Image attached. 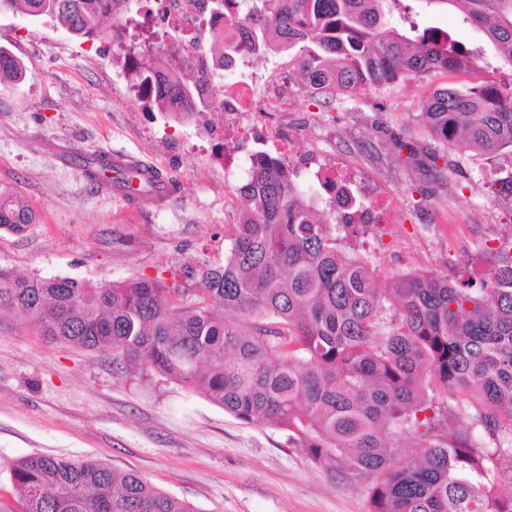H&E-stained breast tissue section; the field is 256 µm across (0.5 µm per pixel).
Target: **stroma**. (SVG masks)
Here are the masks:
<instances>
[{
	"instance_id": "obj_1",
	"label": "stroma",
	"mask_w": 512,
	"mask_h": 512,
	"mask_svg": "<svg viewBox=\"0 0 512 512\" xmlns=\"http://www.w3.org/2000/svg\"><path fill=\"white\" fill-rule=\"evenodd\" d=\"M420 26L482 45L485 68L436 70L380 88L324 98L306 91L299 49H270L255 68L287 62L303 95L310 132L298 148L352 163L399 208L395 224L371 230L368 260L379 282L408 270L455 277L490 272L512 236V151L448 150L435 171L400 151L436 148L421 116L441 88L505 81L495 52L452 7L404 0ZM0 45L28 67L21 83H0V186L36 213L19 234L0 230V266L24 276L109 284L165 273L198 287L222 265L241 208L236 175L210 139L206 118L173 119L135 101L151 55L114 53L111 40H76L48 18L0 12ZM113 150L156 166L162 198H123L88 175L83 160ZM20 314L0 315V477L43 453L94 458L133 471L197 512H369L365 487H346L315 468L273 427L245 424L166 377L122 372L104 351L46 342Z\"/></svg>"
}]
</instances>
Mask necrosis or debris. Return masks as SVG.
Wrapping results in <instances>:
<instances>
[{
  "label": "necrosis or debris",
  "instance_id": "1",
  "mask_svg": "<svg viewBox=\"0 0 512 512\" xmlns=\"http://www.w3.org/2000/svg\"><path fill=\"white\" fill-rule=\"evenodd\" d=\"M245 3L246 0H229L218 12L212 9L211 0H137V10L147 16L150 28L156 32L153 49L175 41L176 51L165 58L167 69L192 86L197 102L207 111L223 114L224 122L213 130L212 136L225 145L227 170L239 166L232 147L235 137L247 136L259 146L248 159L249 167L272 161L287 168L290 175L310 174L324 191L325 203L337 223L365 228L393 223L389 201L375 196L373 188L365 186L348 167L337 162L322 164L308 157L293 158L284 143L282 126L259 123L260 111H255V102H262V111L278 112L290 97L283 65L260 72L253 69V56L248 49H240L227 59L206 51L203 42L212 33L245 41ZM228 72L235 75L229 84L224 81Z\"/></svg>",
  "mask_w": 512,
  "mask_h": 512
}]
</instances>
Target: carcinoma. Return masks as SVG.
I'll list each match as a JSON object with an SVG mask.
<instances>
[{"label":"carcinoma","instance_id":"carcinoma-1","mask_svg":"<svg viewBox=\"0 0 512 512\" xmlns=\"http://www.w3.org/2000/svg\"><path fill=\"white\" fill-rule=\"evenodd\" d=\"M453 6L512 69V0H429ZM120 0H0V10L49 17L72 37L103 27ZM251 45L272 40L299 57L304 84L335 97L430 71L467 70L448 33L419 29L400 0H262ZM28 67L0 47V81ZM180 78L160 84L149 108L191 116ZM445 146L494 154L512 149V82L444 88L424 104ZM243 206L224 265L188 293L166 279L100 285L21 276L0 267V311L23 314L48 342L105 349L112 363L154 371L235 418L288 433L310 462L345 486L366 485L369 512H512V492L487 480L495 454L479 426L512 449V259L474 283L434 272L399 274L385 287L359 256L355 224L319 219L288 170L259 165L240 187ZM35 220L0 186V229ZM465 400L468 421L451 429L447 402ZM408 441L418 456L400 460ZM0 512H195L134 472L96 459L31 454L9 470Z\"/></svg>","mask_w":512,"mask_h":512}]
</instances>
